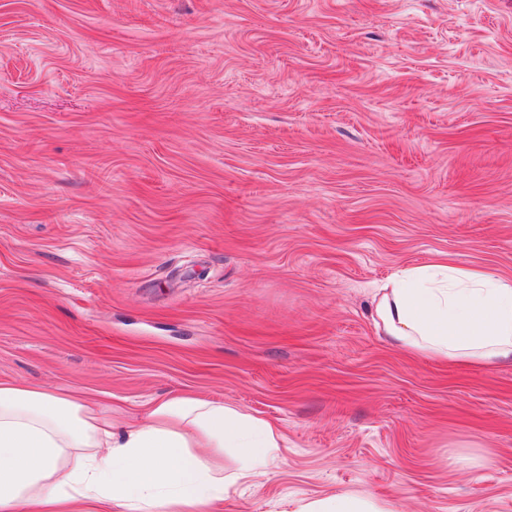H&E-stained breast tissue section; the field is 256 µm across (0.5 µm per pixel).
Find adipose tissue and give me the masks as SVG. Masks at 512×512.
<instances>
[{"instance_id": "1", "label": "adipose tissue", "mask_w": 512, "mask_h": 512, "mask_svg": "<svg viewBox=\"0 0 512 512\" xmlns=\"http://www.w3.org/2000/svg\"><path fill=\"white\" fill-rule=\"evenodd\" d=\"M373 321L414 356L512 364L510 278L440 262L402 269L378 288ZM277 446L271 425L219 401L172 395L121 427L57 391L0 384V512H210L224 470L198 449H244L245 480Z\"/></svg>"}]
</instances>
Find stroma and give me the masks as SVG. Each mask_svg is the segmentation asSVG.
Listing matches in <instances>:
<instances>
[{
  "label": "stroma",
  "instance_id": "stroma-1",
  "mask_svg": "<svg viewBox=\"0 0 512 512\" xmlns=\"http://www.w3.org/2000/svg\"><path fill=\"white\" fill-rule=\"evenodd\" d=\"M512 278V0H0V381L279 434L220 512H512V365L372 323ZM376 329L396 348L483 368L512 364V279L429 262L393 274L373 299ZM296 512H390L381 507L377 501L353 494H336V496L311 500Z\"/></svg>",
  "mask_w": 512,
  "mask_h": 512
}]
</instances>
